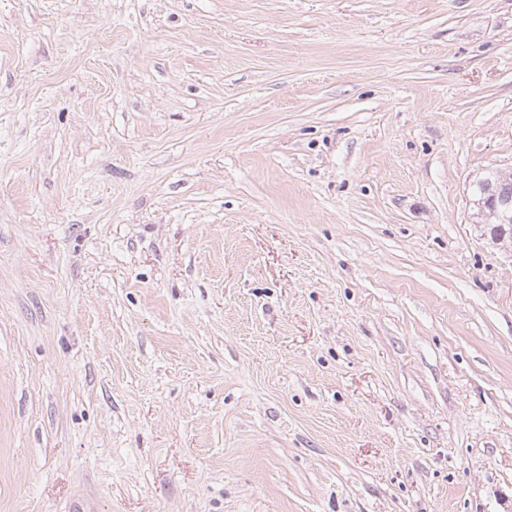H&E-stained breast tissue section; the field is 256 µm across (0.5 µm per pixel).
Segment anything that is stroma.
<instances>
[{"instance_id": "stroma-1", "label": "stroma", "mask_w": 512, "mask_h": 512, "mask_svg": "<svg viewBox=\"0 0 512 512\" xmlns=\"http://www.w3.org/2000/svg\"><path fill=\"white\" fill-rule=\"evenodd\" d=\"M512 0H0V512H512ZM483 182H487V184H492L494 188H496L499 193L506 192L508 196L512 197V174H502L497 170L487 171V174L483 179L479 180L474 186V196L475 199H479L482 187L481 184Z\"/></svg>"}]
</instances>
